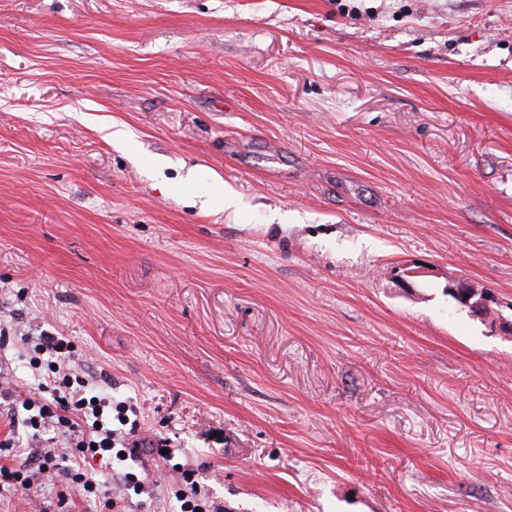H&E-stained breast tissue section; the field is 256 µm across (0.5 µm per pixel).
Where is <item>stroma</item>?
Wrapping results in <instances>:
<instances>
[{
    "instance_id": "1",
    "label": "stroma",
    "mask_w": 512,
    "mask_h": 512,
    "mask_svg": "<svg viewBox=\"0 0 512 512\" xmlns=\"http://www.w3.org/2000/svg\"><path fill=\"white\" fill-rule=\"evenodd\" d=\"M457 278L512 307V0H0V385L70 341L131 408L128 512L188 472L223 512H512V338ZM451 288H455L457 292H459L458 288H461L465 305L474 316L488 321L489 323H487L500 333L508 336L512 335V308H509L510 314L495 308L499 304L489 288L476 287L463 278L458 279L455 284H452ZM489 313H494V316H490Z\"/></svg>"
}]
</instances>
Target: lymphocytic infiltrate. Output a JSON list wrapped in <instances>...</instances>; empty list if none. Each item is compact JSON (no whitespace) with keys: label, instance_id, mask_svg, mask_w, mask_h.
<instances>
[{"label":"lymphocytic infiltrate","instance_id":"obj_1","mask_svg":"<svg viewBox=\"0 0 512 512\" xmlns=\"http://www.w3.org/2000/svg\"><path fill=\"white\" fill-rule=\"evenodd\" d=\"M34 349L48 356L60 379L53 384L50 400L40 403L34 398H25L26 407L38 409L37 415L28 418L26 424L36 431L56 426L66 436L67 445L38 449L29 461L18 465H0V491H27L42 478L54 476L75 493L93 495L109 510L113 506L112 481L91 472L88 464L111 454L120 459L126 456L125 450L116 447V430L106 426L103 420L111 402L106 398L84 396L87 382L75 379L72 347L64 338L40 337Z\"/></svg>","mask_w":512,"mask_h":512}]
</instances>
